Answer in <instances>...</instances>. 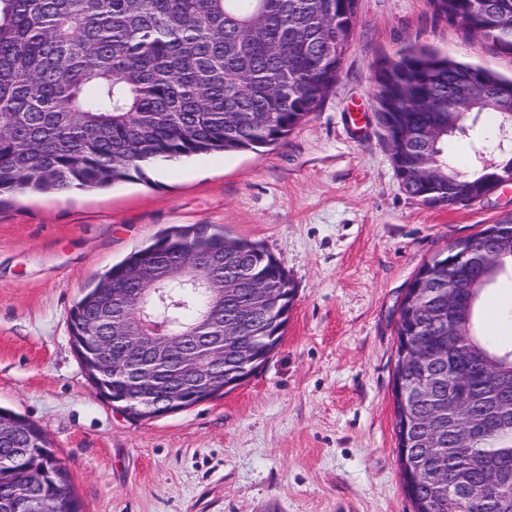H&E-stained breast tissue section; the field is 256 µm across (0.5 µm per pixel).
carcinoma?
Instances as JSON below:
<instances>
[{
    "instance_id": "obj_1",
    "label": "carcinoma",
    "mask_w": 512,
    "mask_h": 512,
    "mask_svg": "<svg viewBox=\"0 0 512 512\" xmlns=\"http://www.w3.org/2000/svg\"><path fill=\"white\" fill-rule=\"evenodd\" d=\"M433 15L512 55V0H429ZM358 0H0V195L95 190L143 180L150 164L254 151L286 138L319 109L352 45ZM376 116L405 193L424 204L476 202L512 177V78L407 48L375 69ZM497 135L482 139L480 117ZM473 138L471 176L448 166V139ZM493 166L485 168L483 159ZM474 282L468 308L448 310V269ZM512 274V215L455 240L416 273L400 303L393 390L401 478L414 512H512V427L453 446L438 404L483 410L512 401V346L475 331L486 290ZM142 295L168 335L218 331L216 377L246 381L280 344L294 289L260 244L215 224L165 229L89 285L68 314L73 347L99 395L134 421L160 413L167 389L191 388L175 368L134 385L105 377L109 343L138 332L120 295ZM0 512L18 492L29 512H81L70 474L40 426L0 407ZM491 471L482 500L462 507L461 469ZM430 469L444 485L424 482Z\"/></svg>"
}]
</instances>
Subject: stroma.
I'll return each mask as SVG.
<instances>
[{
	"mask_svg": "<svg viewBox=\"0 0 512 512\" xmlns=\"http://www.w3.org/2000/svg\"><path fill=\"white\" fill-rule=\"evenodd\" d=\"M428 45L512 75V55L428 0H358L321 107L280 143L151 165L142 181L0 204V406L40 425L83 512H413L400 479L397 308L419 268L512 211V183L430 206L403 190L374 110V67ZM177 224H216L279 259L294 287L281 344L246 382L135 422L103 401L68 312L113 264ZM480 318L512 342V279Z\"/></svg>",
	"mask_w": 512,
	"mask_h": 512,
	"instance_id": "obj_1",
	"label": "stroma"
}]
</instances>
